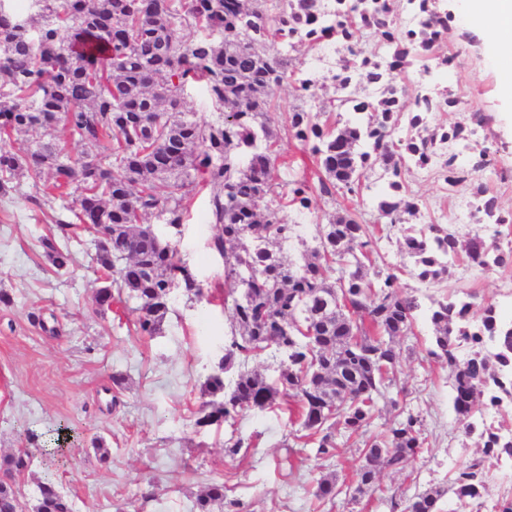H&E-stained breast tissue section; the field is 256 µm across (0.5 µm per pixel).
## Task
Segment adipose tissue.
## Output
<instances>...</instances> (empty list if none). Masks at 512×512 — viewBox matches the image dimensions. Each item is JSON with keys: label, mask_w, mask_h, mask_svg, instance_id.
Returning <instances> with one entry per match:
<instances>
[{"label": "adipose tissue", "mask_w": 512, "mask_h": 512, "mask_svg": "<svg viewBox=\"0 0 512 512\" xmlns=\"http://www.w3.org/2000/svg\"><path fill=\"white\" fill-rule=\"evenodd\" d=\"M459 10L468 26L484 31L489 56L503 73L498 96L512 106V0H461Z\"/></svg>", "instance_id": "ef3b65f1"}]
</instances>
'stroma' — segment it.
<instances>
[{
  "mask_svg": "<svg viewBox=\"0 0 512 512\" xmlns=\"http://www.w3.org/2000/svg\"><path fill=\"white\" fill-rule=\"evenodd\" d=\"M437 7L448 16L447 47L455 62L447 86L456 103L435 121L448 126L483 114L472 148L489 149L499 169L512 171V126L500 115L501 75L488 58L485 36L461 21L456 0H439ZM311 92L304 99L291 85L276 88L271 115L289 173L309 177L315 166L289 137L287 123L296 107L316 109L332 95L328 87ZM406 186L426 219L462 238L475 231L473 211L464 205L470 189L449 191L440 177L425 179L416 170L407 174ZM185 205L189 217L180 230L163 224L157 230L187 262L204 296L192 301L175 289L160 334L144 338L132 305L97 304L101 281L93 244H72L65 270L47 256L43 238L58 236L57 219H71V212L44 201L25 177L0 189V293L11 297L0 302V460L26 447L18 435L25 426L41 433L65 423L75 437L66 461L38 453L30 473L17 476L27 500L35 498L34 475L50 468L74 512H197L198 495L213 482L224 483L227 497L243 502L247 512H389L382 496L449 486L461 465L480 456L478 439L460 433L450 370L427 354L432 331L424 316L413 335L399 341L397 399L420 416L428 446L408 471L381 470L380 493L354 494L362 462L358 438L337 436L334 456H318L302 447L298 425L278 408L247 412L232 425L197 427L201 384L224 354L230 324L224 261L210 247L215 229L206 222L207 192L190 194ZM510 277L512 267L480 272L463 264L448 285L425 288L405 276L399 286L425 300L463 290L499 307ZM116 374L121 384H113ZM238 436L249 444L230 452L227 444ZM99 443L110 450L108 462L99 460ZM485 468L488 487L470 501L471 512H496L502 495L512 492L511 464L489 458ZM325 476L335 477L340 490L331 503L314 495Z\"/></svg>",
  "mask_w": 512,
  "mask_h": 512,
  "instance_id": "stroma-1",
  "label": "stroma"
}]
</instances>
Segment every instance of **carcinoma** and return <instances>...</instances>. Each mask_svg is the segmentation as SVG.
<instances>
[{
	"label": "carcinoma",
	"mask_w": 512,
	"mask_h": 512,
	"mask_svg": "<svg viewBox=\"0 0 512 512\" xmlns=\"http://www.w3.org/2000/svg\"><path fill=\"white\" fill-rule=\"evenodd\" d=\"M0 0V188L18 174L43 182L48 195L78 194L68 230L116 226L112 253L97 255L103 286L97 301L137 303L136 331L154 336L169 311L170 282L194 297L202 288L190 268L152 226L153 216L177 229L184 200L198 183L210 188L207 221L211 249L224 259V306L231 337L205 379L195 424L232 422L245 411L282 399L301 414L298 436L330 455L335 433L363 438V464L355 491L377 489L380 468L407 471L424 445L421 420L403 405L383 429L368 434L377 404L397 383L402 357L395 340L413 333L422 303L397 291L399 276L383 271L376 241L359 209L331 215L308 239L282 215L313 212L316 195H357L372 174L383 184L375 198L378 219L397 232L402 267L421 283L442 285L457 262L481 270L512 266L496 227L512 224L457 154L443 161L448 190L468 187L478 229L465 242L443 224L420 222L421 210L404 190L412 159L424 165L436 145L462 138V127L429 126L427 113L451 106L450 97L412 99L405 85L387 79L412 62L435 60L445 42V20L435 0H418L420 25L398 24L401 0H338L336 17L320 0ZM193 31L192 39L186 32ZM375 34L386 53L362 48ZM333 40L346 47L332 76L334 101L351 118L340 127L302 107L288 115V133L315 160L317 182L276 181L277 140L270 127L273 93L288 79L307 92L313 73L290 52ZM203 84L216 117L185 120V90ZM65 122L82 147L68 154L53 132ZM32 133L24 153L12 150L15 133ZM58 268L71 261L67 245L42 241ZM476 295L450 292L431 301L429 354L448 364L453 406L465 436L483 440V452L512 458V434L484 422L482 409L512 405V321ZM281 356L266 377L249 362L270 348ZM466 350V358L458 352ZM26 452L4 460L9 475L24 473ZM488 475L482 461L460 466L451 490L390 498V512H438L453 493L460 505L478 499ZM33 512H72L47 476ZM333 479L317 482L315 496L333 500ZM224 501V483L207 486L198 512ZM0 512H27L20 486L0 481Z\"/></svg>",
	"instance_id": "cac0c4a2"
}]
</instances>
